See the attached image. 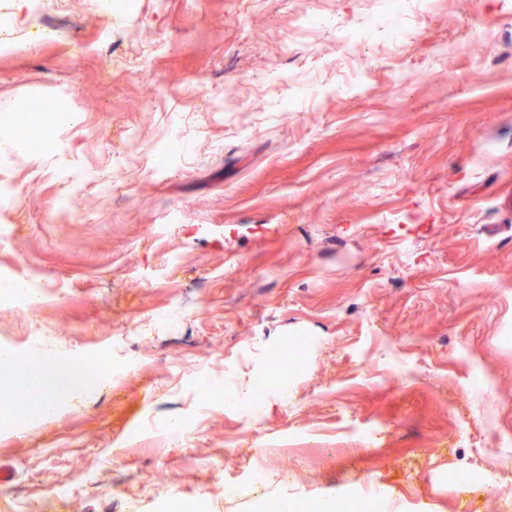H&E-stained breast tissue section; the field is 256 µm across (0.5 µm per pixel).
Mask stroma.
Wrapping results in <instances>:
<instances>
[{
    "instance_id": "obj_1",
    "label": "stroma",
    "mask_w": 512,
    "mask_h": 512,
    "mask_svg": "<svg viewBox=\"0 0 512 512\" xmlns=\"http://www.w3.org/2000/svg\"><path fill=\"white\" fill-rule=\"evenodd\" d=\"M91 2L0 0V97L81 107L46 151L0 149L25 191L0 278L45 291L39 336L0 300V350L112 363L21 426L0 394V512H349L367 476L388 512H512V0L411 6L405 46L356 58L340 31L384 0ZM307 14L333 23L288 52ZM177 302L183 335L154 329ZM202 374L262 384L258 423Z\"/></svg>"
}]
</instances>
